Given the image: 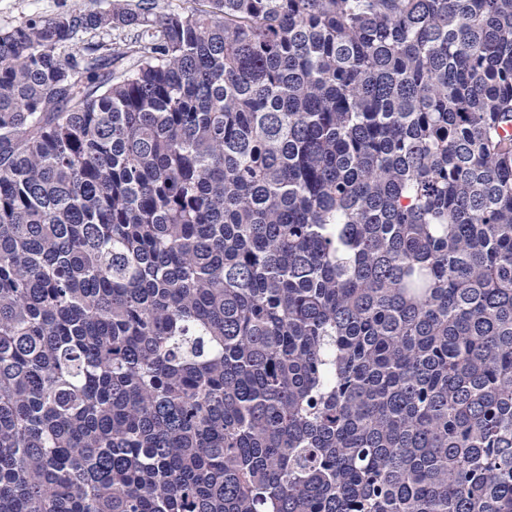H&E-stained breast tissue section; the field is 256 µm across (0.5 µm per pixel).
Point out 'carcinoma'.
Returning a JSON list of instances; mask_svg holds the SVG:
<instances>
[{"instance_id":"cac0c4a2","label":"carcinoma","mask_w":512,"mask_h":512,"mask_svg":"<svg viewBox=\"0 0 512 512\" xmlns=\"http://www.w3.org/2000/svg\"><path fill=\"white\" fill-rule=\"evenodd\" d=\"M94 2L0 29V512H512V0Z\"/></svg>"}]
</instances>
